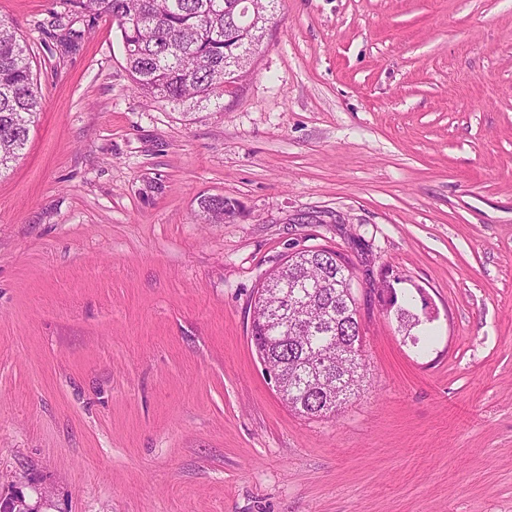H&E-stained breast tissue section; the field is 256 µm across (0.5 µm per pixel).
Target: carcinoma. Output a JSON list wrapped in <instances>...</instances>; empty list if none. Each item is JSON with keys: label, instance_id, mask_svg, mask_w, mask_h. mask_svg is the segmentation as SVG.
Here are the masks:
<instances>
[{"label": "carcinoma", "instance_id": "1", "mask_svg": "<svg viewBox=\"0 0 512 512\" xmlns=\"http://www.w3.org/2000/svg\"><path fill=\"white\" fill-rule=\"evenodd\" d=\"M116 24L122 35L133 89L149 99L179 104L220 100L237 85L225 72L224 54L248 36L244 18L230 21L224 6L235 0H70ZM41 98L35 91L31 56L13 27L0 20V171L24 149ZM348 262L333 263L306 250L288 257L256 291L266 323L252 332L264 364L280 369L278 392L295 411L311 417L338 410L358 381V309L349 288ZM289 293L321 310L312 325L295 309L278 305ZM394 319L410 333L421 324L405 306Z\"/></svg>", "mask_w": 512, "mask_h": 512}]
</instances>
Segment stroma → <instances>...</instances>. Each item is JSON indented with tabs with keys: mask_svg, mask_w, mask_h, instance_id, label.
<instances>
[{
	"mask_svg": "<svg viewBox=\"0 0 512 512\" xmlns=\"http://www.w3.org/2000/svg\"><path fill=\"white\" fill-rule=\"evenodd\" d=\"M1 19L42 102L0 173L1 478L47 512H512V0H279L218 103L134 92L69 0ZM211 195L238 213L208 223ZM322 247L364 380L307 418L250 324Z\"/></svg>",
	"mask_w": 512,
	"mask_h": 512,
	"instance_id": "35a3bbf8",
	"label": "stroma"
}]
</instances>
